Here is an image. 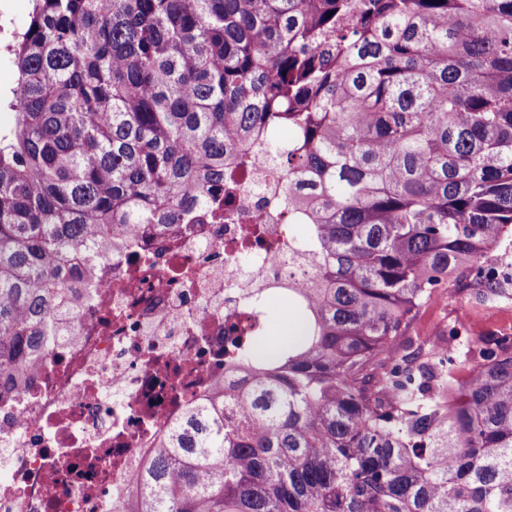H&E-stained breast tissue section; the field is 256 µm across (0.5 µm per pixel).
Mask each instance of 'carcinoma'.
<instances>
[{"instance_id": "1", "label": "carcinoma", "mask_w": 512, "mask_h": 512, "mask_svg": "<svg viewBox=\"0 0 512 512\" xmlns=\"http://www.w3.org/2000/svg\"><path fill=\"white\" fill-rule=\"evenodd\" d=\"M5 49L0 395L87 256L232 219L250 151L312 287L232 344L237 382L155 449L127 512H512V336L407 338L512 226V0H32Z\"/></svg>"}]
</instances>
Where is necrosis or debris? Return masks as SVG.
<instances>
[{"label": "necrosis or debris", "mask_w": 512, "mask_h": 512, "mask_svg": "<svg viewBox=\"0 0 512 512\" xmlns=\"http://www.w3.org/2000/svg\"><path fill=\"white\" fill-rule=\"evenodd\" d=\"M282 181L256 159L237 197L252 222L139 233L99 265L74 334L42 355L34 382L0 398V512H112L168 430L230 369L254 298L294 264Z\"/></svg>", "instance_id": "1"}]
</instances>
